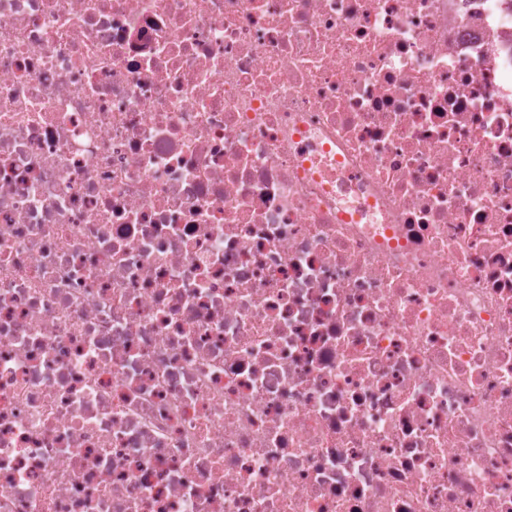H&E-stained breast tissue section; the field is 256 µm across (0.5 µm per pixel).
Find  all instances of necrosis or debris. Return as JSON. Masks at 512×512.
Instances as JSON below:
<instances>
[{"label":"necrosis or debris","instance_id":"necrosis-or-debris-1","mask_svg":"<svg viewBox=\"0 0 512 512\" xmlns=\"http://www.w3.org/2000/svg\"><path fill=\"white\" fill-rule=\"evenodd\" d=\"M0 512H512L503 0H0Z\"/></svg>","mask_w":512,"mask_h":512}]
</instances>
